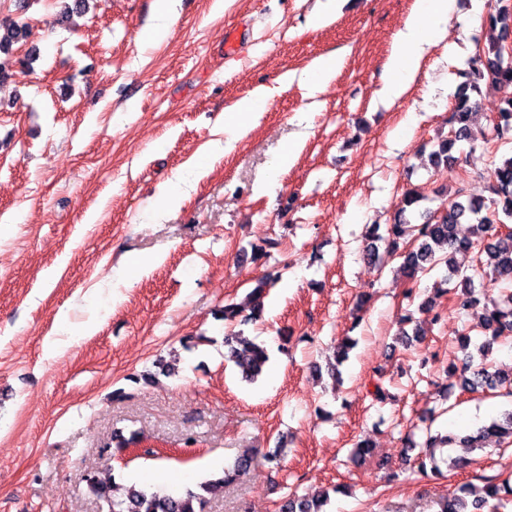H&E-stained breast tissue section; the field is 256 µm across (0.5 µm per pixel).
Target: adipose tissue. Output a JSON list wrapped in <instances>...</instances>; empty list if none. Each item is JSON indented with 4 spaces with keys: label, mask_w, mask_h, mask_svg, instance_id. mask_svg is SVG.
<instances>
[{
    "label": "adipose tissue",
    "mask_w": 512,
    "mask_h": 512,
    "mask_svg": "<svg viewBox=\"0 0 512 512\" xmlns=\"http://www.w3.org/2000/svg\"><path fill=\"white\" fill-rule=\"evenodd\" d=\"M454 3L455 0H415L410 17L396 35L388 60L392 77L382 88V95L394 100L407 91L422 66L429 33L449 22Z\"/></svg>",
    "instance_id": "obj_1"
}]
</instances>
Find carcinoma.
Wrapping results in <instances>:
<instances>
[{
	"mask_svg": "<svg viewBox=\"0 0 512 512\" xmlns=\"http://www.w3.org/2000/svg\"><path fill=\"white\" fill-rule=\"evenodd\" d=\"M490 36L486 44L478 46L473 67L464 73L463 91L457 97L449 119L451 135L438 142V148L429 154L431 165H441L451 169L458 158L452 154L456 141L472 137L473 108L476 101L471 94L481 93V85L503 89V97L498 112L490 118L493 138L504 142L512 140V63L501 61V54L508 36L512 35V0H498V7L487 16ZM26 24L15 22L0 34V54L10 56L12 44L26 38ZM488 196H475L464 186L454 191L453 198L443 210L426 218L420 224L406 219L407 210L424 200L417 189L404 194L401 207L390 224H370L363 235V258L368 263L384 266L394 258L402 259L400 268L411 284L406 289L405 298L413 295L412 286L417 284L418 274L434 269L438 265L445 267L446 274L434 287L433 293L421 304V309L431 316V323L441 319L442 309L438 300L448 293L457 292V306L468 308L480 303L477 287L487 279L512 280V233H500L496 225L512 219V155L502 158L495 168L493 183L486 188ZM470 224L469 238L458 235L459 226ZM481 258L472 264L465 259L472 253ZM272 279L268 273L256 282L244 301L226 303L219 311L220 318L229 324H246L258 319L264 309L266 287ZM409 315H403L399 321L398 335L405 343L421 342L424 333L414 327ZM480 328L487 339L470 351L472 339L465 334L460 338L463 361L461 367H451L459 371L460 386L465 391L489 392L503 391L512 396V367L507 370L494 369L488 362L491 345L501 336L512 335V291L496 301L484 305ZM226 357L233 362L241 374L242 380L255 382L269 362L267 349L238 333L224 336ZM506 443L512 445V408L503 411L500 416L477 430L451 436L436 433L427 434L422 443H411L415 454L407 459L414 472L434 476L442 475V468L453 470L469 460L452 455L450 446L458 445L470 451L483 450L492 445ZM255 461L253 454L245 452L239 455L233 465L224 469L223 474L214 475L193 488L183 492L166 493L134 485L127 489L124 499L112 498V479H103L91 472L85 476L90 494L108 504L109 512H205L210 499L223 494L224 486L231 484L237 477L247 472ZM504 496H512V477L504 479L489 478L477 488L463 484L454 488L437 501V512H490L491 502L501 501ZM329 493L308 499L292 491L281 498L277 512H326Z\"/></svg>",
	"mask_w": 512,
	"mask_h": 512,
	"instance_id": "1",
	"label": "carcinoma"
}]
</instances>
